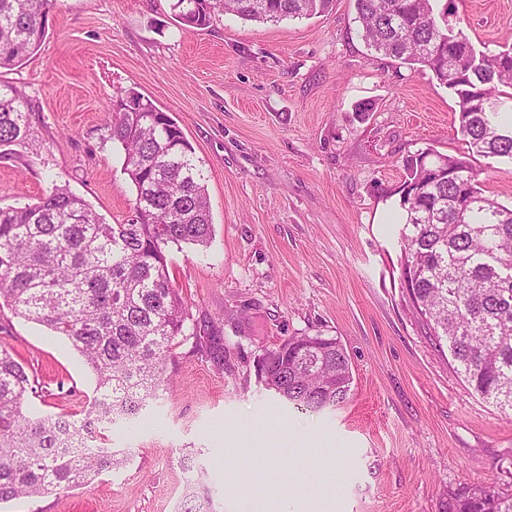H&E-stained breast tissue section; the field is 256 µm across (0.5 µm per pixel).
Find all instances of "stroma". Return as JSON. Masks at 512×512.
<instances>
[{
    "instance_id": "35a3bbf8",
    "label": "stroma",
    "mask_w": 512,
    "mask_h": 512,
    "mask_svg": "<svg viewBox=\"0 0 512 512\" xmlns=\"http://www.w3.org/2000/svg\"><path fill=\"white\" fill-rule=\"evenodd\" d=\"M170 0H56L39 51L0 80L32 106V145L0 147V206L68 185L109 224L135 189L106 125L119 89L170 114L203 161L207 253L168 248L188 333L170 389L107 445L125 467L93 483L0 503V512H178L193 486L213 512H448L460 484L512 494V412L486 404L432 345L400 282L406 158L458 156L459 107L432 72L386 58L359 35L355 0L277 24L232 16L183 26ZM449 25L481 50L512 43V0H453ZM370 104L367 112L358 111ZM484 195L512 203V162L476 158ZM338 338L349 403L323 414L259 382L267 350ZM37 380L31 411L69 415L95 381L71 343L0 305V350Z\"/></svg>"
}]
</instances>
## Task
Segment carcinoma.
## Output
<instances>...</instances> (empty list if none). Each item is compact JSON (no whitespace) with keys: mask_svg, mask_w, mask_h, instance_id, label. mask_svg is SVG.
Segmentation results:
<instances>
[{"mask_svg":"<svg viewBox=\"0 0 512 512\" xmlns=\"http://www.w3.org/2000/svg\"><path fill=\"white\" fill-rule=\"evenodd\" d=\"M54 0H0V69L38 51ZM359 31L375 51L428 68L459 107L464 156L421 152L406 160L400 263L414 271L415 309L473 393L512 411V206L485 196L472 158L512 160V48L479 50L448 24L450 3L355 0ZM334 0H170L186 27L234 15L268 23L310 18ZM127 97L138 111L122 112ZM110 139L135 188L131 215L107 224L86 201L53 184L34 204L0 207V301L66 337L93 372L83 417L24 413L34 380L0 351V503L88 484L130 453L93 446L113 425H131L167 390L165 363L189 318L165 250H206L212 220L201 161L176 121L133 88L112 101ZM31 142L29 106L0 83V147ZM351 363L333 336H291L258 377L307 412L340 408L351 395ZM84 445L79 452L69 447ZM448 512H512V494L463 484Z\"/></svg>","mask_w":512,"mask_h":512,"instance_id":"obj_1","label":"carcinoma"}]
</instances>
